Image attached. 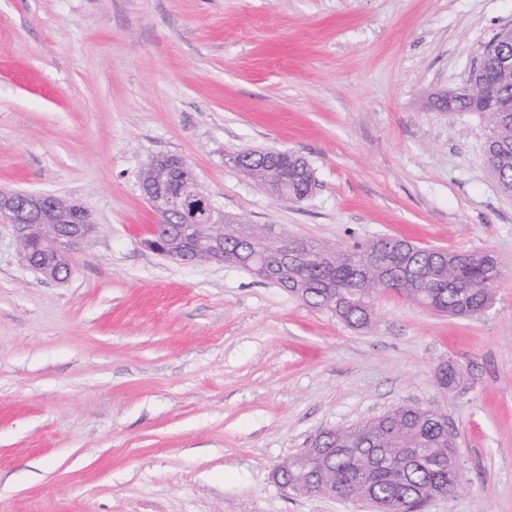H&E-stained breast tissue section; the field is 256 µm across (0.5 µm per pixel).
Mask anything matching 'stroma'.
I'll return each mask as SVG.
<instances>
[{"mask_svg":"<svg viewBox=\"0 0 512 512\" xmlns=\"http://www.w3.org/2000/svg\"><path fill=\"white\" fill-rule=\"evenodd\" d=\"M508 26L512 0H0V186L97 226L57 283L0 223V512H370L273 471L399 404L439 408L459 445L461 491L423 512H512V196L483 119L433 105ZM246 149L303 157L312 193L270 194L228 164ZM165 154L247 225L494 252L495 303L456 318L387 292L354 329L160 257L139 178Z\"/></svg>","mask_w":512,"mask_h":512,"instance_id":"obj_1","label":"stroma"}]
</instances>
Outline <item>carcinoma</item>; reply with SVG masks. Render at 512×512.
Segmentation results:
<instances>
[{
  "label": "carcinoma",
  "instance_id": "obj_1",
  "mask_svg": "<svg viewBox=\"0 0 512 512\" xmlns=\"http://www.w3.org/2000/svg\"><path fill=\"white\" fill-rule=\"evenodd\" d=\"M492 93L511 100L512 74L491 89L469 84L454 91L455 111L466 112L475 100ZM481 116L499 187L511 195L512 113L490 109ZM253 177L263 186L275 178L284 194L299 200L312 191L309 180L315 179L300 168L292 152L273 173L257 163ZM378 242L330 246L303 240L301 250L284 254L269 228L252 225L224 239V263H233L245 251L271 258L278 286L289 291L300 283L310 285L303 298L353 328L372 322L377 299L389 290L450 316L480 317L493 305L503 266L491 269L488 254L451 251L448 263L435 264L434 248L415 245L404 256L381 254ZM460 380V369L444 364L440 385L456 387ZM317 445L320 455L306 467L292 469L288 484L315 496L334 493L353 499L368 493L382 503L384 512H405L406 504L422 500L439 481H448V469L459 453L455 438L448 437L446 416L435 407L416 405H399L378 417L327 430Z\"/></svg>",
  "mask_w": 512,
  "mask_h": 512
}]
</instances>
